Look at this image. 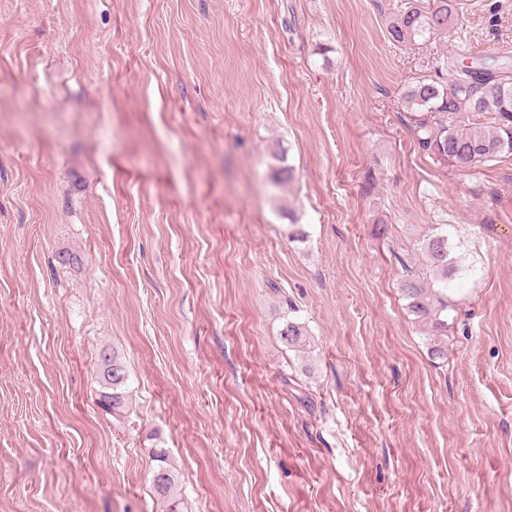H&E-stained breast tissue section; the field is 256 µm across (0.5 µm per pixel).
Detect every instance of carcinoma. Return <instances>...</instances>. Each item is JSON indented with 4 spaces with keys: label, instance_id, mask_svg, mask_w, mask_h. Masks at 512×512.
Instances as JSON below:
<instances>
[{
    "label": "carcinoma",
    "instance_id": "carcinoma-1",
    "mask_svg": "<svg viewBox=\"0 0 512 512\" xmlns=\"http://www.w3.org/2000/svg\"><path fill=\"white\" fill-rule=\"evenodd\" d=\"M427 8L412 4L390 25V38L400 44L418 39L448 27L455 0H434ZM452 71L447 83L417 82L407 94L410 104L412 132L419 147L437 162L466 169L482 160L507 152L512 153V66L507 63L458 64L447 61ZM473 112L481 121L471 125L459 123V115ZM433 283L428 287L407 272L400 287L409 300L408 308L416 318L431 325L428 331L432 358L444 360L448 355V278L459 267L448 259V236L440 233L425 244ZM291 347L303 341V326L295 321L286 323L281 332ZM100 390L98 406L107 413L125 408L128 398L129 374L115 352L107 349L100 354ZM157 466L152 486L159 499L167 503V512H179L172 495L174 478L163 448L154 450Z\"/></svg>",
    "mask_w": 512,
    "mask_h": 512
}]
</instances>
